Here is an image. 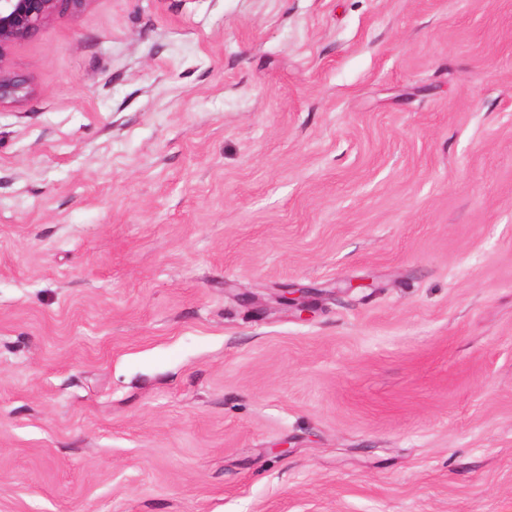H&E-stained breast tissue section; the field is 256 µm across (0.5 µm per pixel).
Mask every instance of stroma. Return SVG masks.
I'll return each mask as SVG.
<instances>
[{"label":"stroma","instance_id":"1","mask_svg":"<svg viewBox=\"0 0 512 512\" xmlns=\"http://www.w3.org/2000/svg\"><path fill=\"white\" fill-rule=\"evenodd\" d=\"M11 66L0 512H512V0H90Z\"/></svg>","mask_w":512,"mask_h":512}]
</instances>
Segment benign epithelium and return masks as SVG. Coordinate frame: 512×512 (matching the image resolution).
I'll return each mask as SVG.
<instances>
[{"mask_svg": "<svg viewBox=\"0 0 512 512\" xmlns=\"http://www.w3.org/2000/svg\"><path fill=\"white\" fill-rule=\"evenodd\" d=\"M90 0H0V104L17 101L26 94V82L11 67L16 47L64 15H78ZM306 288L285 286L279 298L298 314L308 310Z\"/></svg>", "mask_w": 512, "mask_h": 512, "instance_id": "1", "label": "benign epithelium"}]
</instances>
